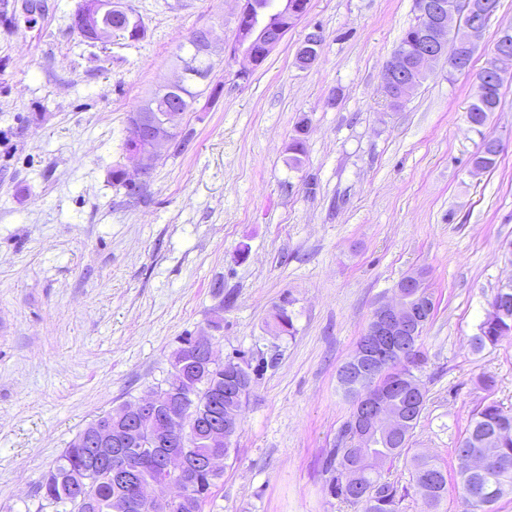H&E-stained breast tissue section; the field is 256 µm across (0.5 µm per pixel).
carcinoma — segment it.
I'll return each mask as SVG.
<instances>
[{
	"label": "carcinoma",
	"mask_w": 512,
	"mask_h": 512,
	"mask_svg": "<svg viewBox=\"0 0 512 512\" xmlns=\"http://www.w3.org/2000/svg\"><path fill=\"white\" fill-rule=\"evenodd\" d=\"M103 24L124 34L133 30L144 32L140 18L132 11L123 18L108 15L103 19ZM478 79L484 82L483 101L480 105L472 104L467 112L468 122L476 130L484 127L490 115L497 110L503 87V82L498 79H484L482 72ZM196 84L197 80L193 79L179 91L169 94L157 89L143 102L141 108L163 115L177 100L182 107L188 109L201 95V92L195 90ZM307 128L308 121L304 117L296 123L295 134L288 145L289 165L294 168L300 165L301 157L305 154ZM431 303L433 295L429 288L418 289L414 309L417 317L424 319L421 324L423 328L433 313V309L426 308ZM266 326L281 335L292 336L295 333L292 313L284 305L273 309ZM507 336H512V303L501 307L496 322L483 320L473 340L476 348L484 349L496 346ZM186 341L188 337H181L178 347L171 354V362H185L182 377L174 381L169 376L156 386L161 403L167 402L170 388L176 385L180 390L197 395V408L201 415L222 416L229 411H241L244 398L230 394L226 396L224 388L238 387L245 383L244 376H252L251 363L245 362L243 374L226 372L222 364L199 371L192 367V357L183 347ZM424 361V353L418 345L414 351L405 354L402 362V369L409 380L419 387L423 383L417 372L421 371ZM424 406L425 401H420L418 408L408 416L407 431L398 446L377 450V454L383 458V465L375 471H361L356 483L340 469L348 456V449H330L325 459V472L330 474L331 494L350 502L357 507L358 512H399L402 495L398 486L385 478L384 471L407 456L410 439L420 422ZM83 438L84 433H79L55 465L47 471L39 485V494L48 504L61 508V512H113V501L124 496L126 488L107 477L103 462L91 454ZM472 452L489 461V465L478 468L462 462L463 457ZM454 453L459 459L458 478L464 512H493V505L504 495L512 493V413L503 411L495 403L485 404L475 410ZM409 464L412 487L430 512H437L448 494L447 473L436 460L424 455L410 457ZM221 477L220 473L198 469L192 496V504L196 505V509L181 507L177 512H203L204 505L211 498L213 488L217 487Z\"/></svg>",
	"instance_id": "cac0c4a2"
}]
</instances>
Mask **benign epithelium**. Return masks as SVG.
<instances>
[{
  "label": "benign epithelium",
  "mask_w": 512,
  "mask_h": 512,
  "mask_svg": "<svg viewBox=\"0 0 512 512\" xmlns=\"http://www.w3.org/2000/svg\"><path fill=\"white\" fill-rule=\"evenodd\" d=\"M117 10V0H93L84 14L74 19V26L82 29V34L88 40L105 42L112 38V32L99 27L98 17ZM417 10L429 18L430 25L425 40L417 49L402 48L386 62L388 76L383 81V87L391 103L408 99L416 90L428 66L440 58L451 34L455 37L457 63L465 67L476 50L493 7L488 0H462L457 7L448 5L444 0H417ZM307 12L308 3L305 0H243L235 17V40L228 48L229 56H241L246 62V66L238 71V76L248 77L260 58L267 57ZM319 40L320 29L315 26L297 50L298 65L315 63ZM509 64L512 65V30L507 28L501 32L497 47L486 63V70L505 75ZM126 129L127 139L152 144L149 151L130 153L137 174L147 177L152 170L155 154L166 146V126L158 125L150 113L141 110L128 115ZM422 287L424 274L421 271L410 273L397 283L392 299L375 308L360 344L343 371L345 387L360 392L353 408L352 425L355 440L358 441L353 456L366 464L376 463L372 448L387 446L401 435L402 420L392 408L391 393L403 388L409 402H415L416 390L404 387L403 382L395 377L387 381L380 378L379 373L389 366L390 360L381 359L377 355V348L384 342L410 343L412 332L409 318L415 298L413 289ZM192 347L197 349L202 361L209 365L217 362L212 337L208 333L193 336ZM158 411L159 403L152 391L126 410L125 420L137 427L143 418L154 416ZM239 428L240 420L233 412L228 413L224 423L208 427V450L191 464L186 462L179 449L171 447L166 436H158L154 446L166 449L161 457L162 474L148 487L142 483L141 469L153 464L154 454L141 456L140 465L134 466L124 449L125 439L112 434L108 425H94L89 436L99 445L98 452L107 456L108 471L113 480L130 490L125 499L114 505L115 512H134L144 496L155 502L159 512H172L190 501L194 469L204 466L217 468L224 460V447L228 446L233 433Z\"/></svg>",
  "instance_id": "1"
}]
</instances>
